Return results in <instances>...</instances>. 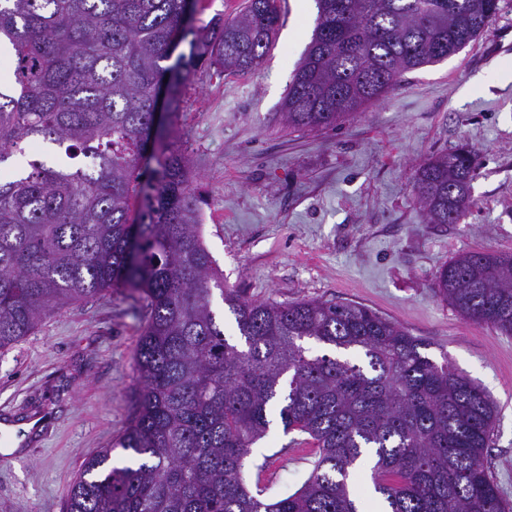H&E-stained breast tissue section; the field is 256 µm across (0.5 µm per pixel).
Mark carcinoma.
I'll use <instances>...</instances> for the list:
<instances>
[{"label":"carcinoma","mask_w":512,"mask_h":512,"mask_svg":"<svg viewBox=\"0 0 512 512\" xmlns=\"http://www.w3.org/2000/svg\"><path fill=\"white\" fill-rule=\"evenodd\" d=\"M500 2L317 0L282 103L288 127H336L404 73L475 40ZM183 12L184 0H0L11 73L0 83V165L35 140L65 156L0 179V349L116 288L147 309L141 388L114 444L130 464L106 467L110 448L91 458L65 512H358L365 456L386 512H512L485 464L497 406L448 359L363 306L224 292L198 232L194 171L167 143L170 128L154 124L155 98L167 90L174 118L200 70L255 69L279 13L276 0H246L236 17L195 26ZM478 166L460 147L418 168L429 223L460 221ZM215 289L242 347L216 321ZM435 289L463 319L512 334L511 253L464 252ZM309 343L334 354L312 355ZM275 409L317 451L301 488L266 503L243 469Z\"/></svg>","instance_id":"cac0c4a2"}]
</instances>
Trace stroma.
<instances>
[{"mask_svg": "<svg viewBox=\"0 0 512 512\" xmlns=\"http://www.w3.org/2000/svg\"><path fill=\"white\" fill-rule=\"evenodd\" d=\"M273 43L249 74L187 85L171 128L198 178L204 243L224 285L252 300L368 307L424 340L497 402L485 462L512 501V335L464 320L434 288L466 251L512 253V0L472 42L405 73L336 128L298 131L281 110L316 11L277 0ZM467 146L481 166L457 224L428 223L414 175ZM146 310L121 288L68 306L0 350V512H62L86 462L129 424ZM274 424L245 460L265 501L301 487L315 459Z\"/></svg>", "mask_w": 512, "mask_h": 512, "instance_id": "obj_1", "label": "stroma"}]
</instances>
